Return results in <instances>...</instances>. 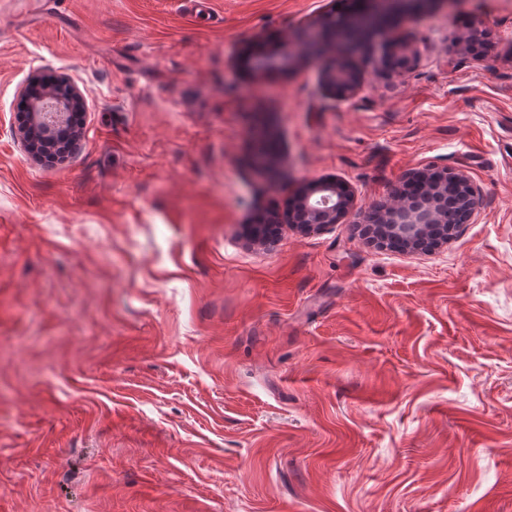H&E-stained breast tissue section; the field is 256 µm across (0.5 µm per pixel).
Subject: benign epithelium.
Listing matches in <instances>:
<instances>
[{
	"label": "benign epithelium",
	"instance_id": "1",
	"mask_svg": "<svg viewBox=\"0 0 512 512\" xmlns=\"http://www.w3.org/2000/svg\"><path fill=\"white\" fill-rule=\"evenodd\" d=\"M413 3V0H363L359 12L326 14L311 31L298 37L295 52H284L278 57L261 54L255 57L253 69L265 72L287 69L295 62L318 66L323 86L333 95L349 97L361 86L362 68L353 62L357 49L371 38L387 40L393 56L405 66L413 57L411 44L392 24V18ZM41 76L32 74L21 88V95L29 98L28 120L20 128V136L27 148L40 140L58 137L56 130L64 129L77 145L81 131L72 127V110L85 108V99L68 74L58 82L68 89L65 97L40 85ZM481 199V193L462 171H438L425 193L411 198L394 197L383 204L385 237L378 246L388 241H402L404 251L413 254H432L448 245V212L455 213L458 223L471 222ZM356 205L354 192L338 180H317L302 185L297 191V204L288 215V223L301 233L321 232L341 222Z\"/></svg>",
	"mask_w": 512,
	"mask_h": 512
}]
</instances>
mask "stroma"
Instances as JSON below:
<instances>
[{
    "label": "stroma",
    "instance_id": "35a3bbf8",
    "mask_svg": "<svg viewBox=\"0 0 512 512\" xmlns=\"http://www.w3.org/2000/svg\"><path fill=\"white\" fill-rule=\"evenodd\" d=\"M341 9L0 0V512H512V0L404 12L409 67L369 40L345 99L313 65L252 74ZM37 70L87 105L53 166L18 133ZM445 169L482 192L447 247L365 243ZM323 178L356 209L289 228Z\"/></svg>",
    "mask_w": 512,
    "mask_h": 512
}]
</instances>
